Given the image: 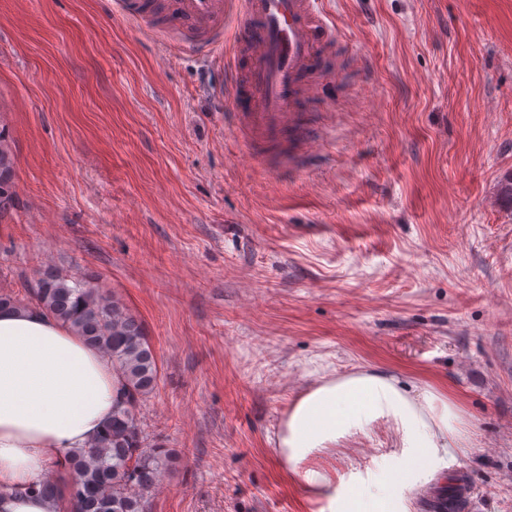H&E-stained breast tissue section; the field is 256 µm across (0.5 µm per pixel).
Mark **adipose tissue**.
Instances as JSON below:
<instances>
[{
    "label": "adipose tissue",
    "instance_id": "obj_1",
    "mask_svg": "<svg viewBox=\"0 0 512 512\" xmlns=\"http://www.w3.org/2000/svg\"><path fill=\"white\" fill-rule=\"evenodd\" d=\"M118 383L111 358L44 310L0 309V512H70L69 473L57 479L54 498L26 496L22 489L41 479L47 462L87 446L101 432ZM435 402L432 392L414 397L397 378L364 372L309 391L278 444L292 462L385 417L402 435L404 459L434 468L450 445L469 442L455 409H436ZM411 480L408 469L382 494L352 489L339 512H402L401 491Z\"/></svg>",
    "mask_w": 512,
    "mask_h": 512
}]
</instances>
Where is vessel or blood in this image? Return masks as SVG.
I'll return each mask as SVG.
<instances>
[{"label":"vessel or blood","instance_id":"1","mask_svg":"<svg viewBox=\"0 0 512 512\" xmlns=\"http://www.w3.org/2000/svg\"><path fill=\"white\" fill-rule=\"evenodd\" d=\"M171 27L184 32L183 49L224 68V43L233 59L249 62L247 73L230 70L216 95L236 103L239 127L248 137L267 142L290 141L294 154L323 153L325 140L307 126L295 105L299 100H323L328 85L340 82L342 72L325 66V51L336 34V18L318 0H168ZM225 69V68H224ZM471 498L460 482L454 500L427 497L425 512H464Z\"/></svg>","mask_w":512,"mask_h":512}]
</instances>
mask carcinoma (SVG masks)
I'll return each mask as SVG.
<instances>
[{"label": "carcinoma", "instance_id": "carcinoma-1", "mask_svg": "<svg viewBox=\"0 0 512 512\" xmlns=\"http://www.w3.org/2000/svg\"><path fill=\"white\" fill-rule=\"evenodd\" d=\"M34 300L112 359L121 378L112 419L86 448L67 452L60 464L72 474L73 512H145L147 496L172 462L166 448L143 447L138 404L157 386L159 367L142 324L93 277L40 272Z\"/></svg>", "mask_w": 512, "mask_h": 512}]
</instances>
